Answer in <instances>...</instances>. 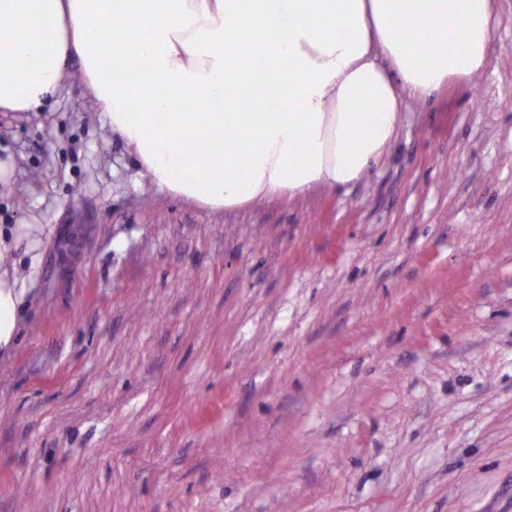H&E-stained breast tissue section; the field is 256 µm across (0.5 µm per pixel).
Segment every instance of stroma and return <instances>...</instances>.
Masks as SVG:
<instances>
[{
	"mask_svg": "<svg viewBox=\"0 0 512 512\" xmlns=\"http://www.w3.org/2000/svg\"><path fill=\"white\" fill-rule=\"evenodd\" d=\"M357 181L158 190L86 96L0 112V512H512V0ZM17 302L13 287L0 278V344H8L15 334Z\"/></svg>",
	"mask_w": 512,
	"mask_h": 512,
	"instance_id": "obj_1",
	"label": "stroma"
}]
</instances>
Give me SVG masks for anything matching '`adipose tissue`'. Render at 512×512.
<instances>
[{
	"mask_svg": "<svg viewBox=\"0 0 512 512\" xmlns=\"http://www.w3.org/2000/svg\"><path fill=\"white\" fill-rule=\"evenodd\" d=\"M492 0H0V112L71 60L160 190L211 210L358 180L405 94L486 64Z\"/></svg>",
	"mask_w": 512,
	"mask_h": 512,
	"instance_id": "1",
	"label": "adipose tissue"
}]
</instances>
